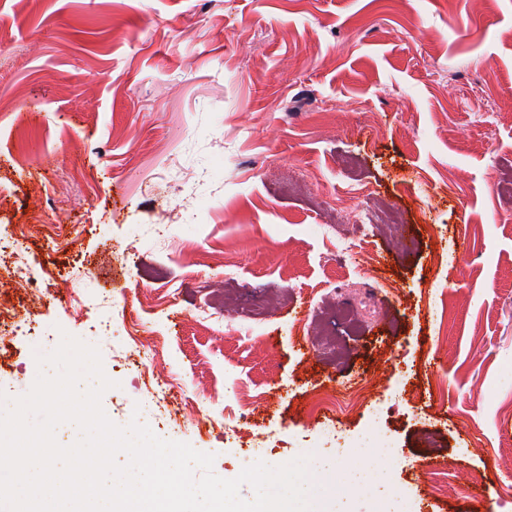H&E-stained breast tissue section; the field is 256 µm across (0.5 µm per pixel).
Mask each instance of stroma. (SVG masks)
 <instances>
[{"label": "stroma", "mask_w": 512, "mask_h": 512, "mask_svg": "<svg viewBox=\"0 0 512 512\" xmlns=\"http://www.w3.org/2000/svg\"><path fill=\"white\" fill-rule=\"evenodd\" d=\"M512 0H0V234L23 229L39 280L0 250V392L26 394L62 334L95 346L116 425L180 426L224 479L361 443L373 512H512ZM386 197L417 234L395 252L333 209ZM165 225L155 233V225ZM354 325L293 338L327 301ZM211 318L201 322L198 309ZM158 336L178 391L157 406L130 334ZM413 369L364 447L369 408ZM255 408L224 436V389ZM335 390L314 420L311 392ZM204 407L212 420L196 424ZM456 468L424 473L428 457ZM31 321L5 320L0 318V343L5 345L12 342L18 336H28L34 327ZM352 396L356 400V404L359 406L368 405L371 409L372 421L377 423L376 434L371 438L370 448H381L382 451L387 450L388 454L392 453L394 444L392 443L391 436L387 432H383L384 425L380 422L384 416L388 414V409L393 407L397 401L390 405L386 410L380 404H372L371 394L372 386L368 382L358 384L352 390Z\"/></svg>", "instance_id": "stroma-1"}]
</instances>
